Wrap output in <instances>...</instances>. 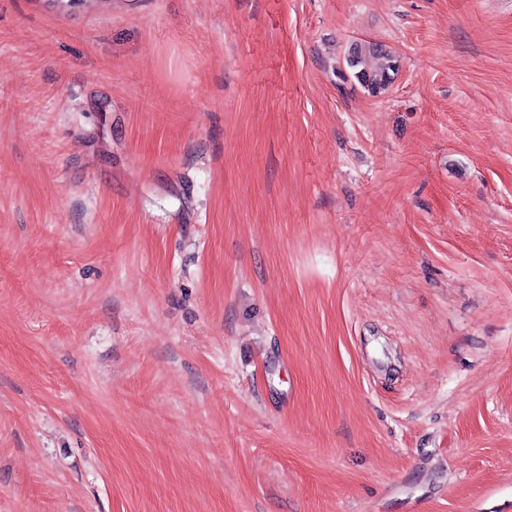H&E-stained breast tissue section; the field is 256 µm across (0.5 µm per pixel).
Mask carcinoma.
<instances>
[{
    "label": "carcinoma",
    "instance_id": "obj_1",
    "mask_svg": "<svg viewBox=\"0 0 512 512\" xmlns=\"http://www.w3.org/2000/svg\"><path fill=\"white\" fill-rule=\"evenodd\" d=\"M346 64L351 78L373 96L389 88L400 67L397 56L371 42L355 44L346 57Z\"/></svg>",
    "mask_w": 512,
    "mask_h": 512
}]
</instances>
